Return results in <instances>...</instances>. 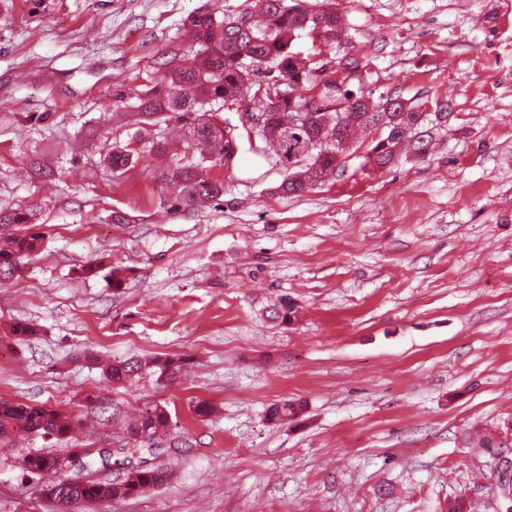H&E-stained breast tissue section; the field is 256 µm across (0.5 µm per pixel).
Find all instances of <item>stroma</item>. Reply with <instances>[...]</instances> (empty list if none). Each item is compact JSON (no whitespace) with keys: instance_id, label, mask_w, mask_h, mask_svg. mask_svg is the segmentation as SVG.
Returning a JSON list of instances; mask_svg holds the SVG:
<instances>
[{"instance_id":"1","label":"stroma","mask_w":512,"mask_h":512,"mask_svg":"<svg viewBox=\"0 0 512 512\" xmlns=\"http://www.w3.org/2000/svg\"><path fill=\"white\" fill-rule=\"evenodd\" d=\"M349 28L323 61L361 58L365 91L450 99L425 158L365 166L371 134L296 197L269 144L238 130L223 197L173 205L176 124L137 166L104 163L129 132L112 90L160 79L182 25L244 0H0V208L44 242L0 281V401L63 405L62 442L0 447V512H57L21 461L124 444L146 402L173 430L164 485L83 512H505L512 461V0H333ZM125 216L116 224L113 213ZM121 269L113 292L83 266ZM288 299V323L266 310ZM17 323L38 335L15 341ZM184 358L174 383H112L103 363ZM216 411L197 416L198 401ZM304 409L285 424L268 409Z\"/></svg>"}]
</instances>
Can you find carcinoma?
I'll list each match as a JSON object with an SVG mask.
<instances>
[{"instance_id": "cac0c4a2", "label": "carcinoma", "mask_w": 512, "mask_h": 512, "mask_svg": "<svg viewBox=\"0 0 512 512\" xmlns=\"http://www.w3.org/2000/svg\"><path fill=\"white\" fill-rule=\"evenodd\" d=\"M265 18L261 27L254 15ZM191 43L164 60L162 81L128 102L125 90L115 88L112 97L125 119L147 126L175 121L188 129L195 152L172 170L170 184L184 206L224 196V181L210 176L216 162L228 166L233 161L225 140L219 112L229 103L241 100L245 89L258 86L256 78L267 75L275 93L253 95L252 110L265 115L258 135L275 147L277 161L294 158L282 166L280 190L299 195L310 186L336 173L337 153L343 144L360 131H379L365 155L366 163L383 169L392 164L401 147L425 157L434 135L448 127L451 104L436 101L428 112L400 95L388 94L375 100L361 88H353L349 77L327 82L313 104L305 92L317 87L323 67L315 57L296 49L299 39L310 36L322 46L342 42L347 36L344 21L332 10L328 0L311 4L308 0H247L236 15L217 18L196 12L185 20ZM140 131L128 142L113 145L106 156L109 168L122 176L133 169L139 153L133 146ZM32 209H0V224H24L21 235L0 236V279L13 277L42 245L43 233ZM182 359H140L117 361L104 369L106 377L117 383L147 373L170 380L181 369ZM302 405L293 401L274 404L269 409L272 421L294 420ZM76 417L65 407L28 405L0 401V441L7 442L19 433L45 440L67 437ZM171 427L165 406L154 403L126 427L133 449H153ZM59 456L42 451L27 454L21 462L26 474L50 481L40 493L55 502L62 512H75L85 502L121 500L137 497L163 485L168 470L162 467L127 466L122 476L112 481L62 478Z\"/></svg>"}]
</instances>
